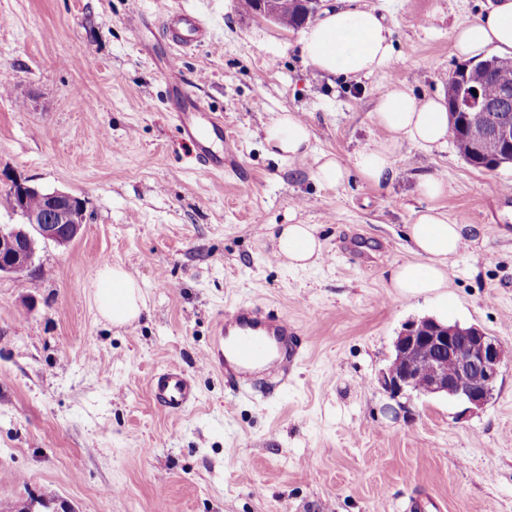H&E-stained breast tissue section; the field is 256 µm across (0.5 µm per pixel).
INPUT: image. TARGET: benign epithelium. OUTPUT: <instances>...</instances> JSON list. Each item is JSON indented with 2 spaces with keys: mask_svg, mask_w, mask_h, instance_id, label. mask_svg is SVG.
I'll return each mask as SVG.
<instances>
[{
  "mask_svg": "<svg viewBox=\"0 0 512 512\" xmlns=\"http://www.w3.org/2000/svg\"><path fill=\"white\" fill-rule=\"evenodd\" d=\"M288 0H257L252 15L281 24ZM499 101L485 100L482 92L458 97L456 111L469 120V147L477 150L488 134L500 142L512 157V64L498 63ZM0 182L12 191L18 224L0 225V276H10L34 266L36 243L67 245L87 223L86 200L66 190L46 191L41 210L27 207L28 196L43 188L26 178L0 175ZM396 360L381 372L379 381L394 399L441 395L481 408L489 401L507 350L477 326L463 331L435 318L407 323L393 343ZM448 351L452 365L441 353Z\"/></svg>",
  "mask_w": 512,
  "mask_h": 512,
  "instance_id": "7a95c632",
  "label": "benign epithelium"
}]
</instances>
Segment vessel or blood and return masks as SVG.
<instances>
[{
  "instance_id": "obj_1",
  "label": "vessel or blood",
  "mask_w": 512,
  "mask_h": 512,
  "mask_svg": "<svg viewBox=\"0 0 512 512\" xmlns=\"http://www.w3.org/2000/svg\"><path fill=\"white\" fill-rule=\"evenodd\" d=\"M208 35L205 25L180 14H170L167 39L170 46L169 69H177L184 50ZM176 119L182 135L192 142L199 159L216 171H223L224 157L233 153L231 140L224 137V120L204 112L193 101H178ZM223 141L222 152H214L210 138ZM222 341L206 353L208 366L222 370L232 392L247 384L264 382L268 369H288L310 335L298 329L287 317L257 306L232 304L225 308L218 323ZM153 400L168 413L178 415L197 400L193 383L176 368L153 375L148 383Z\"/></svg>"
}]
</instances>
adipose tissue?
Returning a JSON list of instances; mask_svg holds the SVG:
<instances>
[{
	"label": "adipose tissue",
	"mask_w": 512,
	"mask_h": 512,
	"mask_svg": "<svg viewBox=\"0 0 512 512\" xmlns=\"http://www.w3.org/2000/svg\"><path fill=\"white\" fill-rule=\"evenodd\" d=\"M393 32L375 9L330 8L303 33L301 54L306 63L322 74L366 76L380 68L393 52ZM512 50V0H495L476 21L455 33L458 56L475 57L487 48ZM376 120L388 138L367 145L355 156V170L365 182L381 186L392 181V157L399 136L415 142L439 144L448 136V106L437 98L416 100L405 92L381 96ZM270 152L284 160L314 157L315 175L326 186L339 185L347 174L339 158L313 156L311 133L293 112L280 113L265 130ZM469 227L449 223L447 217L429 207L417 213L406 227L411 260L392 266L387 286L392 294L414 298L444 296L448 286V261L463 248ZM277 254L289 267L306 268L322 258V246L309 224L282 225L277 236ZM98 313L112 325L123 326L142 312V293L137 281L123 268L104 265L92 281Z\"/></svg>",
	"instance_id": "adipose-tissue-1"
}]
</instances>
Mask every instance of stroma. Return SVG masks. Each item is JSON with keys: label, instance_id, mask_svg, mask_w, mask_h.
Returning <instances> with one entry per match:
<instances>
[{"label": "stroma", "instance_id": "stroma-1", "mask_svg": "<svg viewBox=\"0 0 512 512\" xmlns=\"http://www.w3.org/2000/svg\"><path fill=\"white\" fill-rule=\"evenodd\" d=\"M393 31L390 61L357 79L316 75L301 30L245 14L239 0H0V171L87 201L69 245L40 244L24 282L0 278V508L53 496L54 512H404L427 492L444 512H512V360L480 409L445 396L396 401L377 382L404 325H475L512 350V166L469 165L453 140L400 137L392 182L357 173L319 184L312 160L266 151L264 128L297 113L314 155L350 166L388 133L378 98L447 96L453 29L490 0H344ZM169 10L209 37L178 71L159 23ZM139 31H132L131 21ZM224 119L223 173L198 164L172 90ZM444 181L436 201L419 181ZM436 205L472 225L449 262L448 298L389 294L409 260L404 234ZM312 225L332 262L276 258L280 225ZM145 299L113 326L90 285L102 264ZM287 316L315 337L272 394H232L203 355L226 306ZM177 366L198 399L172 415L148 393Z\"/></svg>", "mask_w": 512, "mask_h": 512}]
</instances>
